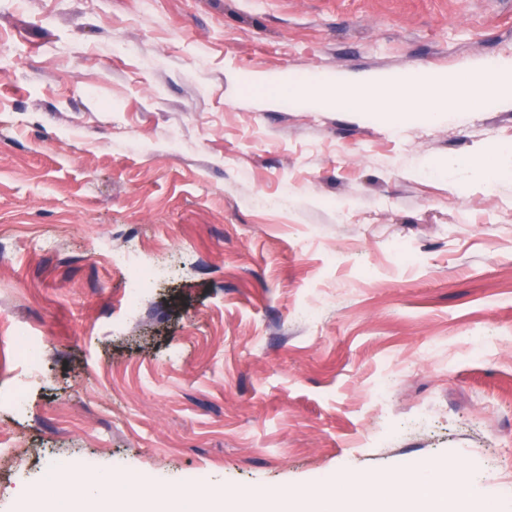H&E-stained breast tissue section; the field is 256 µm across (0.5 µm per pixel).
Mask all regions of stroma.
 <instances>
[{
    "mask_svg": "<svg viewBox=\"0 0 512 512\" xmlns=\"http://www.w3.org/2000/svg\"><path fill=\"white\" fill-rule=\"evenodd\" d=\"M497 59L512 0H0V512L59 465L244 495L428 463L512 512V102L291 91ZM113 248L157 272L132 312ZM451 165L458 166L459 168L475 170L481 173L487 181H493L498 178V169L491 165L486 157L476 156L456 161H451Z\"/></svg>",
    "mask_w": 512,
    "mask_h": 512,
    "instance_id": "1",
    "label": "stroma"
}]
</instances>
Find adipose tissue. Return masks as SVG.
Masks as SVG:
<instances>
[{"label":"adipose tissue","instance_id":"adipose-tissue-1","mask_svg":"<svg viewBox=\"0 0 512 512\" xmlns=\"http://www.w3.org/2000/svg\"><path fill=\"white\" fill-rule=\"evenodd\" d=\"M482 88L484 102L496 104L512 100V61L496 60L485 64L472 77L441 73L418 67L407 72L380 78L375 85L350 90L328 78L318 77L295 83V94L315 93L324 106L356 111H385L394 124L409 119L435 120L442 112H467L474 106L473 85ZM422 95L420 107L403 106V98L411 92Z\"/></svg>","mask_w":512,"mask_h":512}]
</instances>
